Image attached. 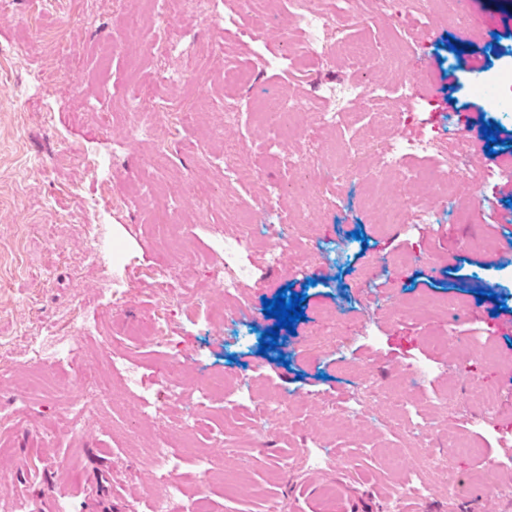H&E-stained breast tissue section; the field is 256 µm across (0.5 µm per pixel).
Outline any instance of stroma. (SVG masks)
I'll use <instances>...</instances> for the list:
<instances>
[{
  "instance_id": "stroma-1",
  "label": "stroma",
  "mask_w": 512,
  "mask_h": 512,
  "mask_svg": "<svg viewBox=\"0 0 512 512\" xmlns=\"http://www.w3.org/2000/svg\"><path fill=\"white\" fill-rule=\"evenodd\" d=\"M402 2L378 17L340 19V40L385 51L354 81L378 77L391 109L405 111L415 104L396 85L415 73L444 152L463 137L478 149L472 165L488 161L482 123L512 134V112L472 87L512 72V0H477L494 23L459 54L448 48L458 29L443 20L423 49L404 53ZM223 8L205 0L169 15L146 0H0V491L16 498L17 512H147L167 480L180 490L174 505L201 488L211 512H324L327 485L334 512H512V381L482 356L427 340L478 330L512 358V263L465 243L499 238L512 215L504 179L488 184L489 204L469 219L442 210L438 234L413 239L379 228L367 202L372 166L321 182L318 201L289 218V246L313 252L304 272L288 259L269 269L264 250L252 249L243 295L253 315L240 320L211 284L207 229L220 227L229 241L238 230L229 200L296 184L291 158L302 141L329 144L343 162L378 128L380 108L359 100L344 128L319 132L314 88L342 81L337 63L280 60L284 37L296 34L288 0L271 5L260 39L247 19L225 31L214 17ZM485 55L489 69H463ZM230 62L248 69L244 84L226 83ZM166 73L177 81L158 84ZM229 93L242 106L231 124ZM270 97L313 100L275 150L251 116ZM229 156L257 178L225 182ZM88 224L97 239L86 236ZM412 248L423 261L393 264ZM161 262L180 287L162 292ZM287 286L304 295L305 318L278 329L275 350L259 354L262 332L275 327L263 302ZM480 289L488 299L478 300ZM155 321L167 323L175 348L138 337ZM324 327L329 336L318 338ZM110 351L137 376L113 381L92 416L75 418L89 393L81 370H108ZM222 373L248 377V393L231 407L217 398L194 410L199 384ZM472 381L496 396L493 413H483ZM408 383L412 417L427 425L420 447L389 429L378 396ZM261 391L281 402L260 428L249 396ZM452 433L477 454L449 447ZM160 442L172 456L165 473L152 460ZM399 448L402 467L425 470L426 492L412 493L391 465ZM201 449L224 464L206 481L193 458Z\"/></svg>"
}]
</instances>
